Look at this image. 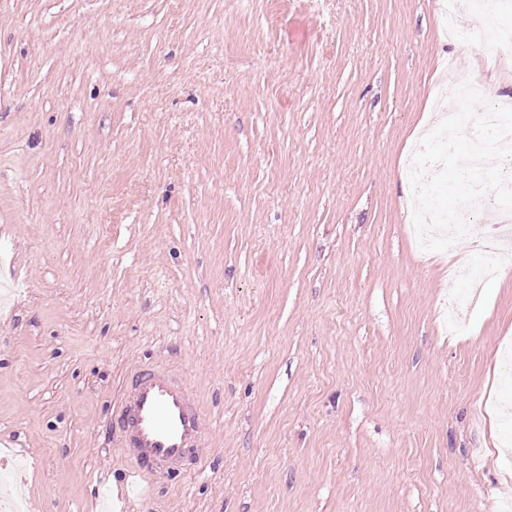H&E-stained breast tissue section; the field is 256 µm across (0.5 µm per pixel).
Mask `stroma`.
<instances>
[{"label":"stroma","mask_w":512,"mask_h":512,"mask_svg":"<svg viewBox=\"0 0 512 512\" xmlns=\"http://www.w3.org/2000/svg\"><path fill=\"white\" fill-rule=\"evenodd\" d=\"M447 0H0V491L21 512H512V265L421 253L406 155ZM473 296L462 336L442 316ZM186 371L200 469L129 477L112 414Z\"/></svg>","instance_id":"35a3bbf8"}]
</instances>
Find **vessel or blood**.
I'll list each match as a JSON object with an SVG mask.
<instances>
[{
	"label": "vessel or blood",
	"instance_id": "vessel-or-blood-1",
	"mask_svg": "<svg viewBox=\"0 0 512 512\" xmlns=\"http://www.w3.org/2000/svg\"><path fill=\"white\" fill-rule=\"evenodd\" d=\"M114 416L118 444L127 449L134 474L159 476L181 463L193 471L199 468L206 420L185 371L154 365L138 368Z\"/></svg>",
	"mask_w": 512,
	"mask_h": 512
}]
</instances>
